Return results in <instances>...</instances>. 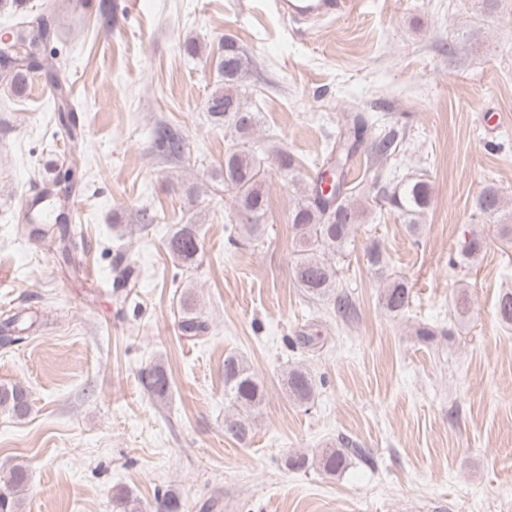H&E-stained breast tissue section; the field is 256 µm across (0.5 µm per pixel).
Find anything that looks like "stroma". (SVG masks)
I'll use <instances>...</instances> for the list:
<instances>
[{
    "mask_svg": "<svg viewBox=\"0 0 512 512\" xmlns=\"http://www.w3.org/2000/svg\"><path fill=\"white\" fill-rule=\"evenodd\" d=\"M96 15L76 10L46 47L81 104L86 161L68 204L79 264L60 261L53 238L17 232L33 192L69 164L50 84L32 74L18 97L0 86V312L49 313L26 342L0 349V384L30 396L26 417L0 412V477L27 470L21 512H116L122 493L139 512L164 495L181 512H512V326L497 316L512 248L474 207L492 185L512 209V0H359L308 33L271 0H125L108 31ZM227 37L251 62L256 138L296 160L288 172L267 159L258 247L236 240L218 177L230 139L205 110ZM345 112L403 139L397 156L354 157L349 182L418 177L432 202L417 232L386 207L358 227L339 264L354 305L344 322L297 288L288 211ZM162 123L182 133V158L155 146ZM144 210L157 216L148 228ZM184 224L201 239L190 268L165 248ZM474 233L487 245L471 261L461 247ZM373 239L412 287L405 314L378 300L363 252ZM130 262L136 287H117ZM186 293L208 323L196 340L177 328ZM421 322L438 328L435 341L416 339ZM231 352L266 392L243 442L224 433ZM152 365L169 380L161 402L139 380ZM296 367L316 382L311 403L288 395ZM344 440L355 454L326 473L323 455ZM300 454L308 468L287 466Z\"/></svg>",
    "mask_w": 512,
    "mask_h": 512,
    "instance_id": "obj_1",
    "label": "stroma"
}]
</instances>
